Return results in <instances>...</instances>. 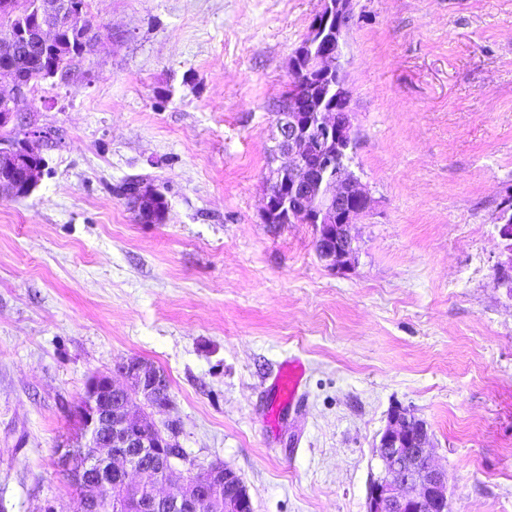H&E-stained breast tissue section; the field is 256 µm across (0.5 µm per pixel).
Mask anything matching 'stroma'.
Returning <instances> with one entry per match:
<instances>
[{
    "label": "stroma",
    "mask_w": 512,
    "mask_h": 512,
    "mask_svg": "<svg viewBox=\"0 0 512 512\" xmlns=\"http://www.w3.org/2000/svg\"><path fill=\"white\" fill-rule=\"evenodd\" d=\"M323 0H88L74 79L18 104L59 140L0 196V512L69 507L56 448L95 373L169 379L159 427L233 469L254 512H365L395 405L432 434L449 512H512V0H355L343 61L371 208L337 273L308 224H263L289 59ZM150 176L139 223L112 187ZM299 407L269 419L282 363ZM500 225L499 233L507 243L504 246L506 259L498 263L497 273L499 276L512 274V205L510 202L502 204L497 216ZM305 368L299 359L288 360L274 380L275 395L279 405L289 406L297 404L301 398L300 393Z\"/></svg>",
    "instance_id": "obj_1"
}]
</instances>
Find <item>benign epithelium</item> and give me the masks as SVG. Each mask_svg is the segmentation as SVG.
Instances as JSON below:
<instances>
[{
	"label": "benign epithelium",
	"mask_w": 512,
	"mask_h": 512,
	"mask_svg": "<svg viewBox=\"0 0 512 512\" xmlns=\"http://www.w3.org/2000/svg\"><path fill=\"white\" fill-rule=\"evenodd\" d=\"M354 20V0H324L290 59L288 106L276 110L277 141L288 165L274 171L264 189V223L271 227L310 224L315 250L333 271L352 267L359 250L350 227L371 206V196L349 169L354 148L349 108L341 112H308L313 90L303 75L302 63L327 78L340 72L346 38ZM96 46L99 32L87 22L78 0H0V55L14 56L20 45L30 53L52 51L68 59L61 33ZM40 82L36 74L14 66L0 70V86L12 95H0V194L28 195L37 183L38 169L30 144L47 145L52 135L26 123L15 110V100ZM28 124L26 139L13 130ZM158 190L147 182L126 192L123 201L136 213L144 211ZM500 237L506 240V259L497 266L501 282L512 296V204L498 211ZM124 383L110 375L96 376L71 416L77 421L78 442L59 447L60 461L81 495L70 502L72 512H105L117 504L119 512H204L224 492V512H251L250 493L228 467L197 471L186 452L162 432L150 409L167 407L158 400L166 384L156 366L132 357L118 366ZM379 472L367 487L366 512H448V471L431 463L432 436L427 424L411 410L397 406L388 415L376 444ZM168 484L176 493L161 495L157 486Z\"/></svg>",
	"instance_id": "obj_1"
}]
</instances>
